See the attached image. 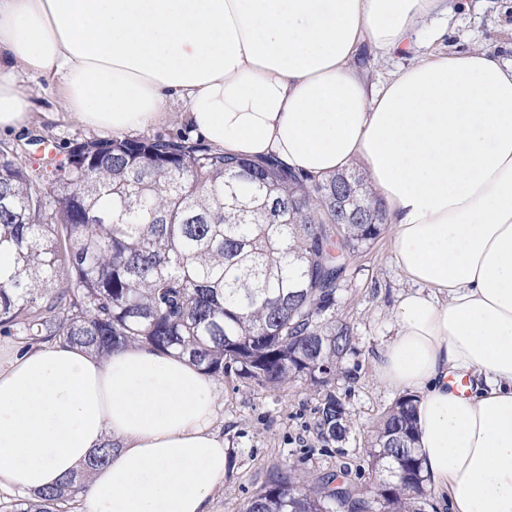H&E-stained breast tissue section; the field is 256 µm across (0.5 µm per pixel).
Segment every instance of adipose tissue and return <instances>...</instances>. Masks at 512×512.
Segmentation results:
<instances>
[{"mask_svg":"<svg viewBox=\"0 0 512 512\" xmlns=\"http://www.w3.org/2000/svg\"><path fill=\"white\" fill-rule=\"evenodd\" d=\"M456 0H0V133L32 122L20 73L65 116L122 137L181 121L319 178L364 168L411 288L375 360L417 396L416 452L450 512H512V58L439 53L369 88L361 43L407 50ZM475 379L471 394L448 384ZM216 381L185 357L78 346L0 361V491L91 472L79 512H210L228 450Z\"/></svg>","mask_w":512,"mask_h":512,"instance_id":"adipose-tissue-1","label":"adipose tissue"}]
</instances>
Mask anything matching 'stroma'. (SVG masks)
Here are the masks:
<instances>
[{"label": "stroma", "instance_id": "stroma-1", "mask_svg": "<svg viewBox=\"0 0 512 512\" xmlns=\"http://www.w3.org/2000/svg\"><path fill=\"white\" fill-rule=\"evenodd\" d=\"M465 2L464 9L442 22V34L425 39L414 57L480 47L512 56V0ZM22 83L30 91L34 118L26 130L0 136V150L13 151L48 185L69 148L95 138L96 133L60 114L57 81L26 75ZM408 289L393 261L392 237L386 232L353 257L336 292L335 317L353 329L352 349L331 384L349 412L351 431L345 441L320 436L316 409L322 394L303 380L268 390L232 372L220 379L217 427L231 461L212 512H241L256 490L291 463L312 485L324 474L347 467L348 481L373 494L364 444L375 421L398 397L377 381L373 359L392 336L394 307Z\"/></svg>", "mask_w": 512, "mask_h": 512}]
</instances>
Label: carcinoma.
<instances>
[{"instance_id":"cac0c4a2","label":"carcinoma","mask_w":512,"mask_h":512,"mask_svg":"<svg viewBox=\"0 0 512 512\" xmlns=\"http://www.w3.org/2000/svg\"><path fill=\"white\" fill-rule=\"evenodd\" d=\"M234 198L224 197V185ZM386 208L357 168L315 179L274 156L251 161L185 138L74 144L47 188L0 151V334L107 356L176 351L206 374L235 371L275 390L326 387L352 349L328 312L336 272L385 228ZM416 405L399 397L366 448L377 481L350 498L347 468L315 486L290 465L242 512H419L428 488L414 453ZM317 429L342 442L344 403L328 392ZM84 475L19 497L11 512H72Z\"/></svg>"}]
</instances>
